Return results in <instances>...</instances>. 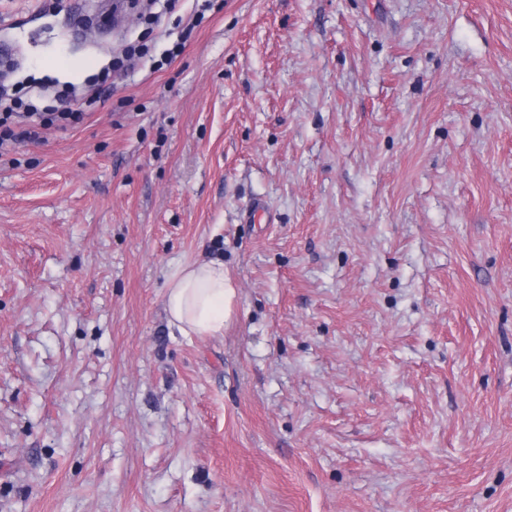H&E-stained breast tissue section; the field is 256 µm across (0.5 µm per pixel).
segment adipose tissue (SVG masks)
<instances>
[{
	"label": "adipose tissue",
	"instance_id": "1",
	"mask_svg": "<svg viewBox=\"0 0 512 512\" xmlns=\"http://www.w3.org/2000/svg\"><path fill=\"white\" fill-rule=\"evenodd\" d=\"M235 290L218 260L179 267L166 293L169 321L185 336H220L232 314Z\"/></svg>",
	"mask_w": 512,
	"mask_h": 512
}]
</instances>
